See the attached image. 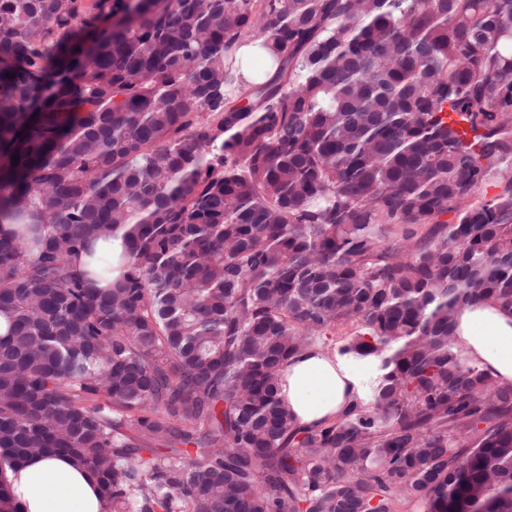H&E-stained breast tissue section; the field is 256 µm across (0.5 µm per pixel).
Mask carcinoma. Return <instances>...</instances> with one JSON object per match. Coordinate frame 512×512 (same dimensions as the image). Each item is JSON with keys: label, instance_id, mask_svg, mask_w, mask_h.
I'll list each match as a JSON object with an SVG mask.
<instances>
[{"label": "carcinoma", "instance_id": "1", "mask_svg": "<svg viewBox=\"0 0 512 512\" xmlns=\"http://www.w3.org/2000/svg\"><path fill=\"white\" fill-rule=\"evenodd\" d=\"M275 75L244 80L238 51ZM512 0H0V512H512ZM342 336L365 401L296 424ZM456 334L470 356L500 382H512V316L485 304L466 306ZM364 366L316 345L288 361L282 375L281 398L301 426L333 420L360 397ZM6 477L27 512H100L94 479L66 457H35Z\"/></svg>", "mask_w": 512, "mask_h": 512}]
</instances>
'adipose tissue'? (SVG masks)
Masks as SVG:
<instances>
[{"instance_id": "obj_1", "label": "adipose tissue", "mask_w": 512, "mask_h": 512, "mask_svg": "<svg viewBox=\"0 0 512 512\" xmlns=\"http://www.w3.org/2000/svg\"><path fill=\"white\" fill-rule=\"evenodd\" d=\"M456 334L475 361L500 382H512V316L469 305L458 317ZM362 371L338 351L314 346L285 365L282 403L301 426L334 419L359 395ZM6 477L27 512H100L94 479L65 457L33 458Z\"/></svg>"}]
</instances>
